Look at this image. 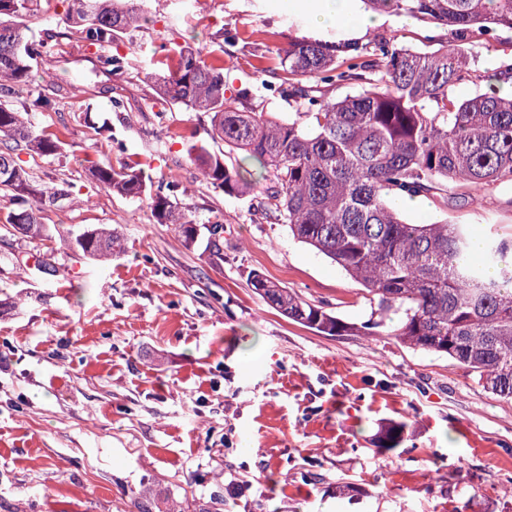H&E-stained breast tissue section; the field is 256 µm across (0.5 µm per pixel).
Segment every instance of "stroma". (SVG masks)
Masks as SVG:
<instances>
[{"mask_svg":"<svg viewBox=\"0 0 512 512\" xmlns=\"http://www.w3.org/2000/svg\"><path fill=\"white\" fill-rule=\"evenodd\" d=\"M32 8L33 38L55 34L34 71L59 101L34 121L63 143L32 167L72 188L44 214L49 239L0 228V512H512V400L448 358L390 336H324L259 298L256 271L349 324L374 309L276 218L275 171L241 194L207 184L189 147L229 164L237 153L212 142L206 113L144 79L190 37L222 49L225 80L255 111L288 119L293 104L261 84L280 73L278 49L310 35L296 0H147V22L114 46L116 76L67 37L66 0ZM377 30L440 46V28L415 18L387 15ZM106 121L111 134L95 133ZM94 162L141 164L155 193L178 180L195 224L222 222L223 260L205 237L185 246L140 199L97 191ZM404 215L506 233L512 189L448 211L426 197ZM96 224L121 240L110 260L70 245ZM401 422L407 441L375 447ZM233 479L241 495L228 494Z\"/></svg>","mask_w":512,"mask_h":512,"instance_id":"1","label":"stroma"}]
</instances>
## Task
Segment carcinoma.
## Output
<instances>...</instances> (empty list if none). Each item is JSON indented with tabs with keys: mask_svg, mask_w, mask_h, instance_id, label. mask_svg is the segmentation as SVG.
<instances>
[{
	"mask_svg": "<svg viewBox=\"0 0 512 512\" xmlns=\"http://www.w3.org/2000/svg\"><path fill=\"white\" fill-rule=\"evenodd\" d=\"M34 0H0V91L26 94L22 108L0 101V196L13 209L5 223L30 238L47 234L44 213L69 196L46 187L21 155L51 157L62 142L35 126L33 114L54 110L35 86L39 50L24 17ZM70 35L94 46L112 45L147 21L145 0H70ZM374 11L414 17L448 31L435 51L400 45L378 34L365 43L297 39L277 49L278 85L263 83L295 101L298 118L283 121L247 104L224 83V59L191 42L176 45V66L145 79L169 101L211 119L210 137L241 155L228 165L223 153L193 144L189 155L203 178L226 194L247 189L270 168L278 182L265 188L288 231L362 285L376 305L372 318L348 324L321 305L266 278L252 275L254 292L288 319L326 336L356 333L392 336L413 349L448 356L496 396L512 400V232L473 235L448 219L411 224L401 202L439 196L443 206L494 186H512V94L496 83L512 78V53L480 76L468 45L499 30L512 32V0H364ZM486 89L464 100L453 88L478 78ZM361 89L330 99L322 86ZM92 178L105 192L146 199L155 221L173 224L191 245L197 224L172 193L151 194L143 169L93 164ZM209 247L221 250L224 225L212 224ZM83 256L106 260L118 237L107 227L72 238ZM403 314L386 326L383 315ZM407 425L395 423L378 447H399Z\"/></svg>",
	"mask_w": 512,
	"mask_h": 512,
	"instance_id": "cac0c4a2",
	"label": "carcinoma"
}]
</instances>
